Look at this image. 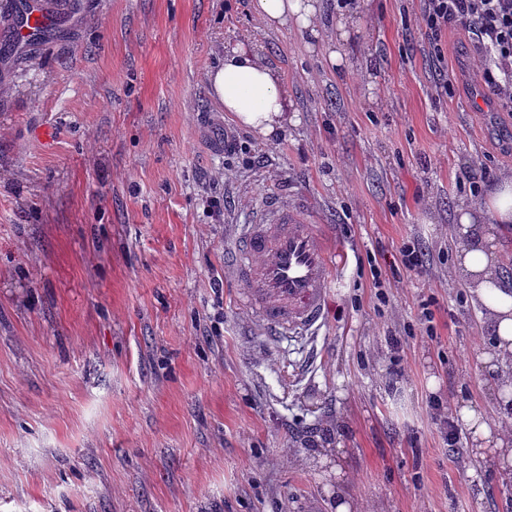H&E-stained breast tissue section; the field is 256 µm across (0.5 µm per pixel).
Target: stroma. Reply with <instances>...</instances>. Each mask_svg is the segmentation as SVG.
Returning <instances> with one entry per match:
<instances>
[{
  "instance_id": "obj_1",
  "label": "stroma",
  "mask_w": 512,
  "mask_h": 512,
  "mask_svg": "<svg viewBox=\"0 0 512 512\" xmlns=\"http://www.w3.org/2000/svg\"><path fill=\"white\" fill-rule=\"evenodd\" d=\"M53 2L54 39L0 56V512H336L340 490L350 512H512V466L472 458L466 429L446 446L431 408L512 425L450 275L458 204L482 202L465 168L512 171L468 34L436 61L420 0H368L339 73L250 0ZM240 44L297 115L271 148L210 93ZM228 132L260 162L225 155ZM274 197L347 254L319 336L280 348L247 336L224 276L234 225ZM408 243L422 267L392 273ZM408 327L393 387L386 338Z\"/></svg>"
}]
</instances>
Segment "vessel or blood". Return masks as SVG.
I'll use <instances>...</instances> for the list:
<instances>
[{"mask_svg": "<svg viewBox=\"0 0 512 512\" xmlns=\"http://www.w3.org/2000/svg\"><path fill=\"white\" fill-rule=\"evenodd\" d=\"M51 14L43 0H34L31 13L22 17L6 5L0 7V29L27 42ZM224 250L244 285L239 303L263 342L279 347L319 335L339 268L326 231L303 206L268 204L259 220L239 225Z\"/></svg>", "mask_w": 512, "mask_h": 512, "instance_id": "obj_1", "label": "vessel or blood"}]
</instances>
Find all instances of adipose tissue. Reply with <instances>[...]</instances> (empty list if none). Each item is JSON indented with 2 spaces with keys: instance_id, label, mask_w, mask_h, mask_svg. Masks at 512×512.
Here are the masks:
<instances>
[{
  "instance_id": "1",
  "label": "adipose tissue",
  "mask_w": 512,
  "mask_h": 512,
  "mask_svg": "<svg viewBox=\"0 0 512 512\" xmlns=\"http://www.w3.org/2000/svg\"><path fill=\"white\" fill-rule=\"evenodd\" d=\"M251 10L268 28L292 24L313 38L321 36L319 0H252ZM208 83L225 111L262 143L284 136L294 123L279 73L256 49L239 45L225 51L223 64L209 71ZM483 206L493 216L487 225L471 204L460 203L457 209L455 273L487 315L494 336L486 356L491 370L499 385L512 386V286L501 277L499 258V242L512 232V174H502L487 186ZM457 414L478 450L494 449L504 463L512 464L511 432L491 431L476 408L462 406Z\"/></svg>"
}]
</instances>
